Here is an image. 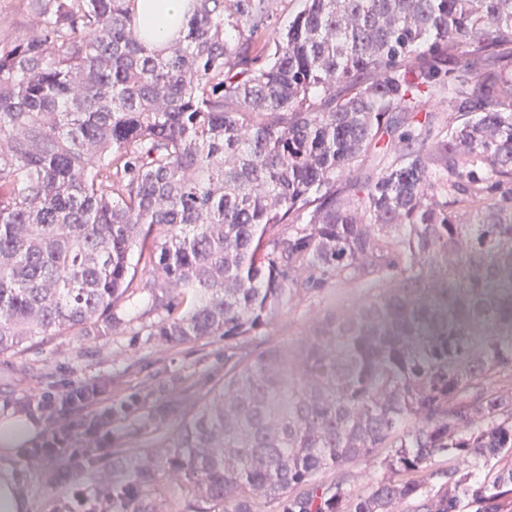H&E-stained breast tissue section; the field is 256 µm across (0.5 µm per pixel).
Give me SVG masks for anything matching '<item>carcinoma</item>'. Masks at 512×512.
Masks as SVG:
<instances>
[{
  "label": "carcinoma",
  "instance_id": "obj_1",
  "mask_svg": "<svg viewBox=\"0 0 512 512\" xmlns=\"http://www.w3.org/2000/svg\"><path fill=\"white\" fill-rule=\"evenodd\" d=\"M135 2L36 0L0 45V354L144 292L156 335L224 337L156 463L194 512H512V0H305L263 41L268 0H189L160 47ZM153 476L88 512H155ZM325 305L301 302L290 311L284 309L275 323L268 329V338L273 344L284 348L293 346L296 340L305 334L312 322L324 314Z\"/></svg>",
  "mask_w": 512,
  "mask_h": 512
}]
</instances>
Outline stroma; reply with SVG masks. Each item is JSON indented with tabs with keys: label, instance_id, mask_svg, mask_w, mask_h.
<instances>
[{
	"label": "stroma",
	"instance_id": "obj_1",
	"mask_svg": "<svg viewBox=\"0 0 512 512\" xmlns=\"http://www.w3.org/2000/svg\"><path fill=\"white\" fill-rule=\"evenodd\" d=\"M38 21L33 0H0V40L29 33ZM324 312V306L306 302L283 311L268 330L270 342L285 348L294 345ZM157 320V313L140 304L124 311L121 325L110 335L36 336L21 352L0 355V408L40 423L34 446H44L53 434L67 432L69 424L85 414L75 407L47 416L37 405L40 397L59 400L86 388L97 393L99 402L122 410L111 438L75 439L74 448L99 449L88 468H76L65 459L34 457L25 448L17 450L11 466L26 484L29 512H59L77 490L96 497L124 478L119 457L131 455L140 465L152 466L163 445L200 410L204 397L223 384V337L176 344L155 334ZM158 404L171 408L161 431L147 426Z\"/></svg>",
	"mask_w": 512,
	"mask_h": 512
}]
</instances>
